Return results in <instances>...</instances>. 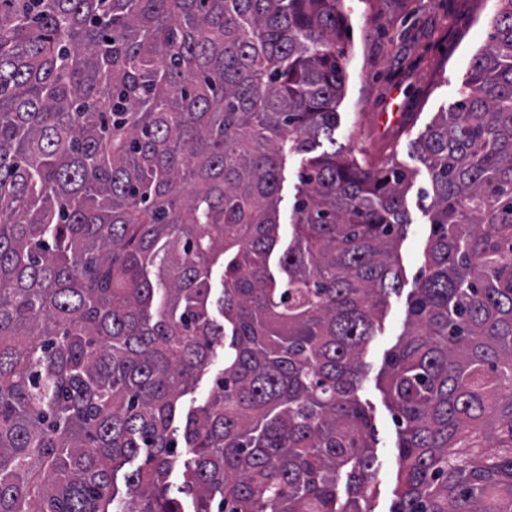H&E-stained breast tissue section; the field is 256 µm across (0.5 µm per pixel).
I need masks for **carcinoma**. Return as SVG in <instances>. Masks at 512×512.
<instances>
[{"mask_svg": "<svg viewBox=\"0 0 512 512\" xmlns=\"http://www.w3.org/2000/svg\"><path fill=\"white\" fill-rule=\"evenodd\" d=\"M342 2L0 0V512H371L362 353L413 175L317 152ZM459 96L416 141L390 512H512V0ZM299 170L300 160L290 156L282 175L281 202L279 205L280 222L284 224L281 226L282 240L286 244L288 243V225L291 219L292 205L296 194V187L299 184ZM221 368L222 364L219 362V360L215 361V363L211 366L210 371L206 373L201 379H199L195 391L183 398V404L185 407L189 408L190 406H198L206 400L208 394L211 391L214 376Z\"/></svg>", "mask_w": 512, "mask_h": 512, "instance_id": "cac0c4a2", "label": "carcinoma"}]
</instances>
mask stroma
<instances>
[{"mask_svg": "<svg viewBox=\"0 0 512 512\" xmlns=\"http://www.w3.org/2000/svg\"><path fill=\"white\" fill-rule=\"evenodd\" d=\"M349 37L346 95L336 142L378 157L394 152L415 175L407 194L409 224L398 247L404 285L388 295L382 327L368 343L360 399L374 430L372 512H389L397 474L399 429L377 381L405 330L406 303L424 264L430 234L428 169L415 142L437 113L447 111L487 42L496 0H344Z\"/></svg>", "mask_w": 512, "mask_h": 512, "instance_id": "1", "label": "stroma"}]
</instances>
